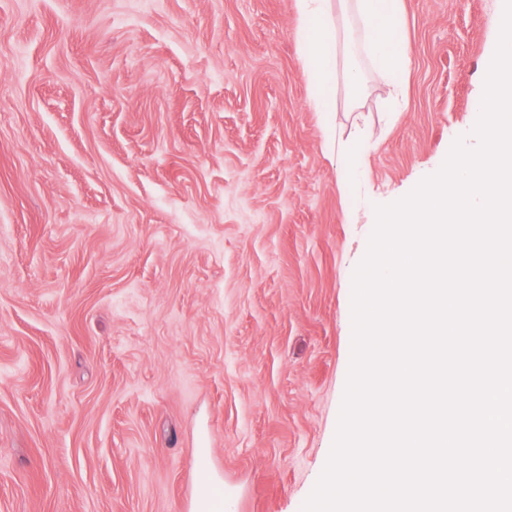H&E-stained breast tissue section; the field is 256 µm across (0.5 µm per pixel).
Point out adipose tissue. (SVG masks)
<instances>
[{"instance_id":"adipose-tissue-1","label":"adipose tissue","mask_w":512,"mask_h":512,"mask_svg":"<svg viewBox=\"0 0 512 512\" xmlns=\"http://www.w3.org/2000/svg\"><path fill=\"white\" fill-rule=\"evenodd\" d=\"M301 27L298 38L303 49V59L315 91L313 102L316 109L328 111L335 96L333 73L335 71L340 32L327 11L328 0H299ZM342 4H354L371 28L368 40L371 45L376 69L383 74L403 72L411 55L408 43L395 37L401 17L402 0H341Z\"/></svg>"}]
</instances>
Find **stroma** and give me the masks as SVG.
I'll return each instance as SVG.
<instances>
[{"label": "stroma", "instance_id": "stroma-1", "mask_svg": "<svg viewBox=\"0 0 512 512\" xmlns=\"http://www.w3.org/2000/svg\"><path fill=\"white\" fill-rule=\"evenodd\" d=\"M498 0L363 21L319 112L298 0H0V512H303L376 209L473 136ZM362 74L352 89L348 63ZM344 7L355 6L365 21L371 22L368 40L371 45L376 69L381 74L403 72L411 55V47L395 38L401 17L402 0H341ZM214 483L203 482L201 498L196 504V511L198 512H222L224 511V495L216 493Z\"/></svg>", "mask_w": 512, "mask_h": 512}]
</instances>
